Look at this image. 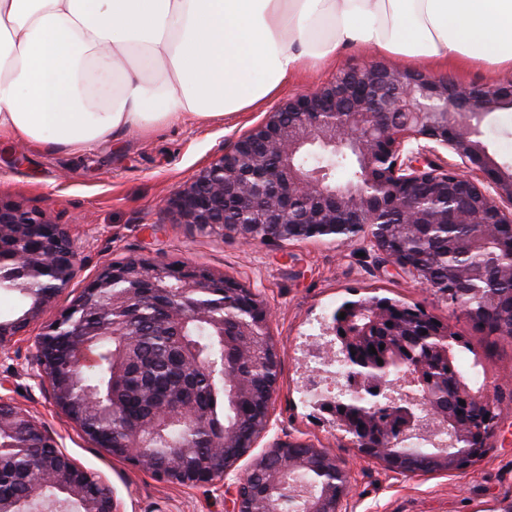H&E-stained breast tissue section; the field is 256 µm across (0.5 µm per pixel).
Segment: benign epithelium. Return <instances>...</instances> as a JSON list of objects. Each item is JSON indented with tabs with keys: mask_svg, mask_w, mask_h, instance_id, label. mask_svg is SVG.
Listing matches in <instances>:
<instances>
[{
	"mask_svg": "<svg viewBox=\"0 0 512 512\" xmlns=\"http://www.w3.org/2000/svg\"><path fill=\"white\" fill-rule=\"evenodd\" d=\"M512 109V81L507 84L466 85L422 71L396 69L379 62L336 73L330 81L313 92L299 94L277 105L256 125L238 137L223 153L214 156L166 200L164 207L181 224L198 229L204 225H222L221 236H232L246 243L304 240L303 234L290 233V225L307 224L310 233L342 243L362 240L384 254L387 262L446 300L455 292L451 284L480 275L479 271L448 262V277L437 278L427 261H416L407 250L393 242L394 225L404 224L419 244L435 239L439 229L448 224H470L480 239L498 227L512 225V168L499 164L481 140V124L497 110ZM460 159L457 167L440 162L439 149ZM345 150L353 159L355 180L340 181L322 177L323 171L303 163L312 153ZM275 154L282 163L269 166L265 156ZM477 176H472V173ZM267 228L258 234L257 225ZM40 235L30 244V229ZM13 269L11 288L43 285L54 293L37 295L22 315L0 320V346L24 335L29 323L37 318L54 295L68 287L75 276L77 256L68 232L52 222L45 210H28L0 198V267ZM163 295H174L184 305L170 308L171 319L197 317L188 309L192 297L202 288H222L224 295L244 289L240 283L214 276L201 266L185 264L173 270L162 261L126 258L107 265L85 288L83 296L44 327L34 338L41 376L51 388L55 405L76 423H82L86 407L112 411V397L94 391H74L69 377H55L49 362L51 354L45 337L71 325L75 312L86 309L95 295L120 282L121 297L129 305L138 299V283ZM251 320L240 322L254 336L264 337L268 362L279 366V351L269 336L266 304L254 295ZM409 335L427 332L434 342L427 345V357L410 365V381L425 383L423 366L431 360H452L450 342L456 339L450 326L438 323L429 328L428 318L416 308L377 300L350 310L328 333L341 344V351L355 362L360 372L352 374L350 390L361 398H378L385 386L376 374L381 365L404 363L411 351L395 339L402 327ZM384 337V348L371 359L361 355L373 341ZM382 360L379 365L376 360ZM456 397L465 406H490L487 395L474 392L463 379L455 384ZM347 408L340 399L330 400L321 409L336 419L344 431ZM389 420L397 421L401 436L422 425L423 417L411 407L388 399ZM196 417L191 405L171 411L160 404L153 423L158 429L172 417ZM498 421L491 427L473 431L472 448H456L454 454L441 456L464 459L473 467L492 447ZM34 432L42 439L38 447L53 448L54 454L43 462L39 479L61 485V495L38 512H67L71 505L81 512H119L112 492L89 496L85 489L88 472L78 466L57 441L24 409L0 398V435ZM351 445L370 456L389 453L395 447L393 433L381 428L371 435L349 438ZM288 440L273 443L282 456L279 471L269 493L283 491L288 473L294 470L288 459ZM141 428L134 424L127 430L125 448L117 457L145 469ZM209 464L189 467L181 458L172 459L157 470L160 480L181 486L205 483ZM339 491L324 488L309 495L303 512H348L349 477ZM252 494L250 477L235 486L228 512H248Z\"/></svg>",
	"mask_w": 512,
	"mask_h": 512,
	"instance_id": "1",
	"label": "benign epithelium"
}]
</instances>
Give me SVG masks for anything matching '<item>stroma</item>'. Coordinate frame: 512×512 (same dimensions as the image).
Returning <instances> with one entry per match:
<instances>
[{"mask_svg": "<svg viewBox=\"0 0 512 512\" xmlns=\"http://www.w3.org/2000/svg\"><path fill=\"white\" fill-rule=\"evenodd\" d=\"M372 61L401 64L395 57L351 50L324 65L301 68L278 98L315 90L339 70ZM264 115L259 108L209 124L187 119L148 132L121 133L82 153L0 142V197L29 210H48L55 223L69 229L78 250L69 286L44 307L26 335L0 350V395L25 409L77 465L112 488L122 512H226L239 478L279 437L315 445L348 470L350 512H497L512 503V340L488 342L446 299L396 271L364 244L314 239L245 244L200 234L163 209L165 198ZM482 131L489 153L511 165L512 109L492 113ZM127 257L204 266L255 289L270 310V333L280 354L270 429L223 482L170 485L113 457L55 406L49 385L39 377L32 336L68 308L104 266ZM372 296L423 309L450 324L461 361L477 365L480 372L470 386L499 400L500 431L472 468L394 473L352 448L298 390L303 337L343 301Z\"/></svg>", "mask_w": 512, "mask_h": 512, "instance_id": "1", "label": "stroma"}]
</instances>
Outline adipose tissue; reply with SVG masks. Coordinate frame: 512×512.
I'll list each match as a JSON object with an SVG mask.
<instances>
[{
  "label": "adipose tissue",
  "instance_id": "ef3b65f1",
  "mask_svg": "<svg viewBox=\"0 0 512 512\" xmlns=\"http://www.w3.org/2000/svg\"><path fill=\"white\" fill-rule=\"evenodd\" d=\"M349 49L512 68V0H0V133L82 150L216 121Z\"/></svg>",
  "mask_w": 512,
  "mask_h": 512
}]
</instances>
